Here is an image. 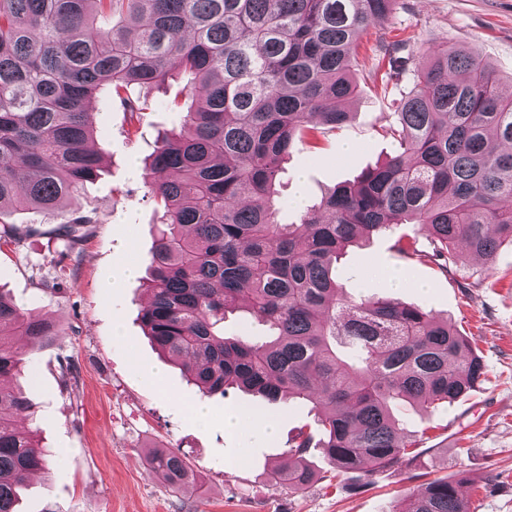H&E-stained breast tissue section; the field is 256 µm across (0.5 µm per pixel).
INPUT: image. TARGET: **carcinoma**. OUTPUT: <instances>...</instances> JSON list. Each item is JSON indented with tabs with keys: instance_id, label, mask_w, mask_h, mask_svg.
<instances>
[{
	"instance_id": "1",
	"label": "carcinoma",
	"mask_w": 512,
	"mask_h": 512,
	"mask_svg": "<svg viewBox=\"0 0 512 512\" xmlns=\"http://www.w3.org/2000/svg\"><path fill=\"white\" fill-rule=\"evenodd\" d=\"M396 0H0V241L18 234L13 211L72 207L101 171L86 105L102 89L127 112L132 86L159 87L182 71L196 107L161 136L145 179L163 207L148 267L146 335L202 392L237 388L274 403L322 408V438L299 432L270 473L290 493L315 474L323 449L336 474L374 475L412 455L398 403L451 404L484 375L466 338L422 307L340 290L333 265L360 236L417 224L429 250L397 240L406 257L457 264L460 244L484 260L512 242V97L473 48L444 43L389 60L406 81L389 131L396 151L353 183L328 190L282 224L276 181L305 131L348 120L359 93L361 35ZM74 210L54 230L69 248L87 238ZM264 324V340L224 336L228 311ZM46 320L0 290V512L48 469L21 425L32 404L19 374L24 336H52ZM156 476L193 487L186 461L155 450ZM393 512H470L457 487L433 480Z\"/></svg>"
}]
</instances>
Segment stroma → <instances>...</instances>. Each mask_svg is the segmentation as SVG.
<instances>
[{
	"label": "stroma",
	"mask_w": 512,
	"mask_h": 512,
	"mask_svg": "<svg viewBox=\"0 0 512 512\" xmlns=\"http://www.w3.org/2000/svg\"><path fill=\"white\" fill-rule=\"evenodd\" d=\"M382 38L406 40L411 50L443 42L475 48L512 94V0H397L388 19L362 38L360 92L347 106L350 120L299 143L282 163L281 223H298L304 205L394 152L384 129L404 85L387 79V56L370 51ZM192 80L186 72L160 89L131 88L130 97L148 103L134 115L110 103L105 90L90 103L103 167L77 200L95 219L78 249L68 251L53 236L55 216L42 217L38 233L26 234L29 213L12 215L22 233L0 244V289L54 325L52 336L26 355L19 379L33 404L28 426L50 459L23 491L19 512H390L434 479L457 485L473 512H512L510 242L479 278L480 261L464 250L448 272L401 256L394 243L415 233L412 224L350 247L336 263L345 294L397 299L448 318L484 365L481 381L451 405L395 408L415 434V457L368 479L356 473L333 478L322 449L313 448L307 462L317 482L301 494L277 487L268 472L287 458L300 427L316 429L319 408L302 399L272 405L237 389L202 395L145 334L144 281L162 209L143 166L158 138L183 122ZM106 271L112 275L107 291L100 286ZM392 273L404 275L409 287L391 288ZM134 359L160 368L161 384L135 376ZM199 404L209 412L204 426L192 413ZM231 410L251 412L273 429H225ZM158 448L186 460L195 477L192 492L177 493L152 474L149 453Z\"/></svg>",
	"instance_id": "obj_1"
}]
</instances>
